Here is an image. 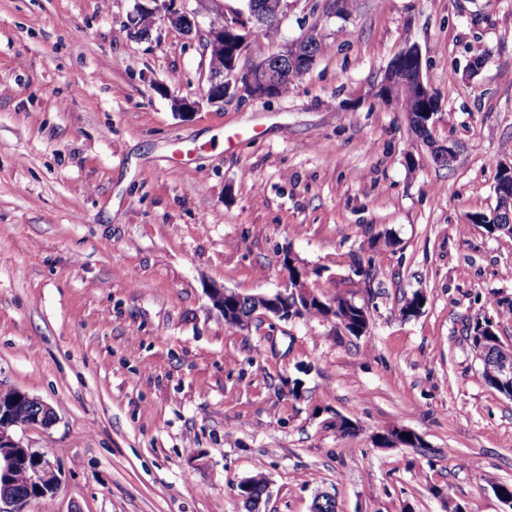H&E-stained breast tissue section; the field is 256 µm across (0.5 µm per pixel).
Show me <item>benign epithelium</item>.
Wrapping results in <instances>:
<instances>
[{"label": "benign epithelium", "mask_w": 512, "mask_h": 512, "mask_svg": "<svg viewBox=\"0 0 512 512\" xmlns=\"http://www.w3.org/2000/svg\"><path fill=\"white\" fill-rule=\"evenodd\" d=\"M246 12L233 11L212 24L208 32L207 46L210 52H224V46L232 48L231 58L222 69L210 68L207 89L203 99L209 104L224 102V94L230 90L237 94L259 99L277 98L282 83L285 64L308 70L316 61L311 53L309 42H318L321 36L311 31L300 40L287 44L260 62L248 66L241 65V60L248 52L252 41L253 26L263 18V11L254 6V0H245ZM150 12L161 18L170 26L189 34L196 26L194 19L171 7V0H135L133 13L130 15L129 31L136 37L143 36L138 25V15ZM416 86L419 89L417 111L424 113L425 128L431 130L439 110V100L430 84L424 80L420 51L409 46L403 49L391 63L378 96L385 102L399 99L398 92ZM500 178L496 183L497 204L490 214L469 218L470 223L480 224L489 229H496L512 236V163L499 164ZM231 297L229 306L235 308L243 301L256 304V310L268 319L288 321L297 317L302 304L310 303L312 295L308 288L294 286L287 282L283 288L270 295L245 297L228 288H213L209 298L213 309L225 314L224 299ZM496 332L492 322L480 325L469 336V341L476 356L483 360L494 345L491 337ZM0 471L6 472L23 460L33 456L34 464L29 468V485L35 492L25 497L12 489L10 482L0 483V512H25L28 504L47 494L57 495L61 489L59 468L48 455L25 448L15 437L18 429L52 427L56 420L54 408L47 402L27 393L19 396L5 397L0 389ZM415 433L405 427L393 426L377 436L380 446L398 447L408 443L407 436ZM253 483L247 478L239 483L238 496L247 504L246 512H260L262 498L252 494Z\"/></svg>", "instance_id": "obj_1"}]
</instances>
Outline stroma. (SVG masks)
<instances>
[{
    "label": "stroma",
    "instance_id": "1",
    "mask_svg": "<svg viewBox=\"0 0 512 512\" xmlns=\"http://www.w3.org/2000/svg\"><path fill=\"white\" fill-rule=\"evenodd\" d=\"M134 6L0 0V387L55 408L16 437L62 473L27 512H244L259 472L261 512H503L512 398L467 336L488 319L512 346V237L469 218L512 159V0H284L248 61L312 30L328 51L283 97L220 105L207 32L243 0H176L198 28L145 40ZM408 46L451 163L376 95ZM287 250L366 334L225 324L209 290L275 292ZM393 426L418 441L377 447Z\"/></svg>",
    "mask_w": 512,
    "mask_h": 512
}]
</instances>
